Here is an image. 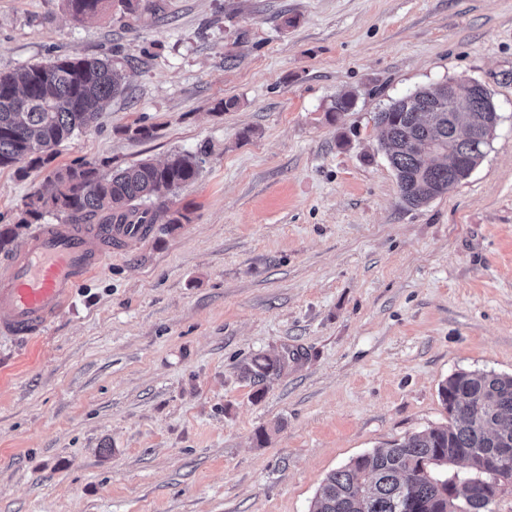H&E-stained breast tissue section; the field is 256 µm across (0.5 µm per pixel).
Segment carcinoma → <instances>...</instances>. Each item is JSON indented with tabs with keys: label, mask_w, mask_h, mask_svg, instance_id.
<instances>
[{
	"label": "carcinoma",
	"mask_w": 512,
	"mask_h": 512,
	"mask_svg": "<svg viewBox=\"0 0 512 512\" xmlns=\"http://www.w3.org/2000/svg\"><path fill=\"white\" fill-rule=\"evenodd\" d=\"M108 0H66L81 21L98 14ZM112 63L102 58L62 56L46 65L0 74V169L27 170L51 161L54 148L87 127L120 92ZM460 111H448V83L410 92L377 113L383 148L404 204L418 208L468 178L480 164L489 141L468 140L461 123L492 107V97L459 86ZM450 156L460 166L429 164L427 153ZM201 155L176 152L164 163L141 161L107 177L92 165L57 168L50 174L55 191L45 201L29 196L27 213L41 215L47 204L69 224H173L187 214L171 210L170 197L193 182ZM21 225L0 226V251L14 250ZM288 367V355L251 359L245 376L263 381ZM448 424L404 437L386 448L361 454L331 472L311 512H491L500 491L493 462L512 455V375L459 371L439 387ZM461 464L469 476L438 468ZM474 494L467 495L468 490Z\"/></svg>",
	"instance_id": "obj_1"
}]
</instances>
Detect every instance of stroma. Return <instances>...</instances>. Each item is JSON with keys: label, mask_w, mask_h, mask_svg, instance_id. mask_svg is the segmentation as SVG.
Wrapping results in <instances>:
<instances>
[{"label": "stroma", "mask_w": 512, "mask_h": 512, "mask_svg": "<svg viewBox=\"0 0 512 512\" xmlns=\"http://www.w3.org/2000/svg\"><path fill=\"white\" fill-rule=\"evenodd\" d=\"M59 55L109 58L122 91L51 166L0 170V224L55 167L204 163L170 204L187 223L113 249L38 338L0 334V512H310L330 472L446 425L448 376L512 374V0H111L83 21L0 0V72ZM460 79L499 126L407 207L375 115ZM285 352L258 392L243 365Z\"/></svg>", "instance_id": "35a3bbf8"}]
</instances>
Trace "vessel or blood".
<instances>
[{
    "instance_id": "1",
    "label": "vessel or blood",
    "mask_w": 512,
    "mask_h": 512,
    "mask_svg": "<svg viewBox=\"0 0 512 512\" xmlns=\"http://www.w3.org/2000/svg\"><path fill=\"white\" fill-rule=\"evenodd\" d=\"M117 224H48L0 265V333L39 336L67 306L76 286L100 271L109 248L144 236Z\"/></svg>"
}]
</instances>
